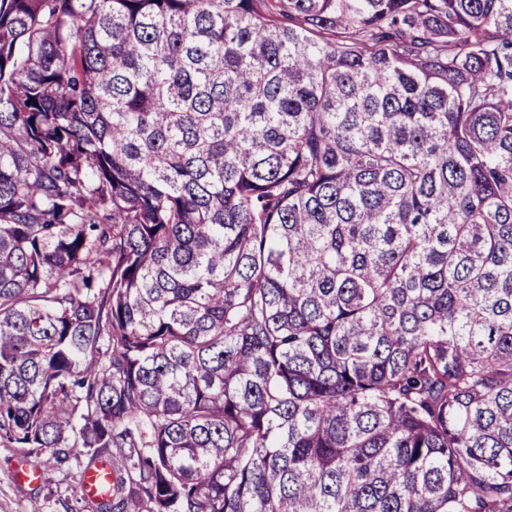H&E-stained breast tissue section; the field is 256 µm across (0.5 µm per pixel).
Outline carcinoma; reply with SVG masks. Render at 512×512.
<instances>
[{"label":"carcinoma","mask_w":512,"mask_h":512,"mask_svg":"<svg viewBox=\"0 0 512 512\" xmlns=\"http://www.w3.org/2000/svg\"><path fill=\"white\" fill-rule=\"evenodd\" d=\"M0 442L512 512V0H0Z\"/></svg>","instance_id":"1"}]
</instances>
